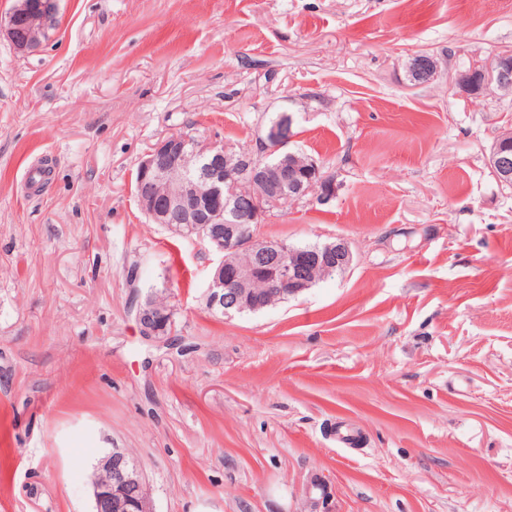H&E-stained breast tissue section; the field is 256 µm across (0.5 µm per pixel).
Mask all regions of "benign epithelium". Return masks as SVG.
<instances>
[{
  "instance_id": "1",
  "label": "benign epithelium",
  "mask_w": 512,
  "mask_h": 512,
  "mask_svg": "<svg viewBox=\"0 0 512 512\" xmlns=\"http://www.w3.org/2000/svg\"><path fill=\"white\" fill-rule=\"evenodd\" d=\"M59 0H15L7 16L0 17V35L14 50L26 55L41 49L49 31L58 23ZM437 61L426 53L411 57L407 65L413 84H424L437 75ZM456 86L466 96L479 97L491 90L512 87V52H496L487 64H476L458 76ZM291 138L267 130L256 149L235 151L184 134L171 135L152 147L138 165L135 196L154 224H171L185 236H195L221 255L206 289L205 307L229 316L256 310L275 297L296 295L313 284L321 271H344L353 255L348 242L338 238L309 250L280 240L258 239L254 228L266 209L283 199L299 200L308 194L327 205L336 197V186L317 161L300 159L288 150ZM197 160L187 168L188 158ZM489 167L502 184L512 185V128L492 147ZM245 181L248 192L224 197V184ZM260 254L272 258L274 269L265 280V303L257 301L256 267L230 262L235 254ZM166 313L157 308L155 294L146 293L136 320L150 340L171 335ZM97 467L109 474L106 482H92V512H154L141 467L123 448L105 453Z\"/></svg>"
}]
</instances>
